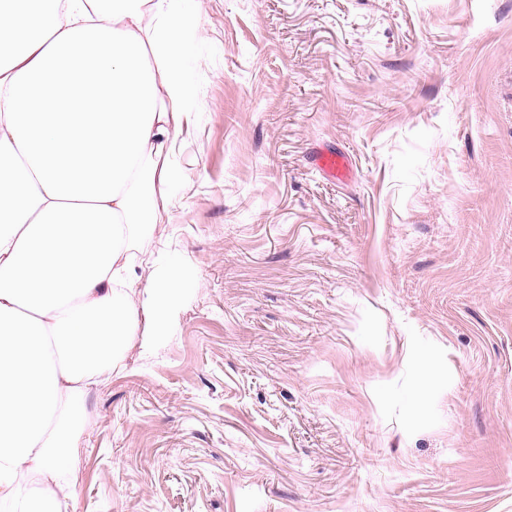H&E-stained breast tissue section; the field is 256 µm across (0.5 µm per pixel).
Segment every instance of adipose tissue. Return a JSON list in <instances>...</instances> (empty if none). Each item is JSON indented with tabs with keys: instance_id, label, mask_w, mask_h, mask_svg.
<instances>
[{
	"instance_id": "1",
	"label": "adipose tissue",
	"mask_w": 512,
	"mask_h": 512,
	"mask_svg": "<svg viewBox=\"0 0 512 512\" xmlns=\"http://www.w3.org/2000/svg\"><path fill=\"white\" fill-rule=\"evenodd\" d=\"M197 0H0V505L76 512L87 402L179 282L132 239L182 174Z\"/></svg>"
}]
</instances>
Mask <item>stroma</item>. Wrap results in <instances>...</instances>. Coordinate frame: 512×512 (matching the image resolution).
Wrapping results in <instances>:
<instances>
[{
  "label": "stroma",
  "mask_w": 512,
  "mask_h": 512,
  "mask_svg": "<svg viewBox=\"0 0 512 512\" xmlns=\"http://www.w3.org/2000/svg\"><path fill=\"white\" fill-rule=\"evenodd\" d=\"M196 26L184 178L132 242L184 288L88 399L76 512H512V0ZM316 166L327 179L337 183L346 182L352 171L348 157L337 151L326 150L319 153Z\"/></svg>",
  "instance_id": "35a3bbf8"
}]
</instances>
